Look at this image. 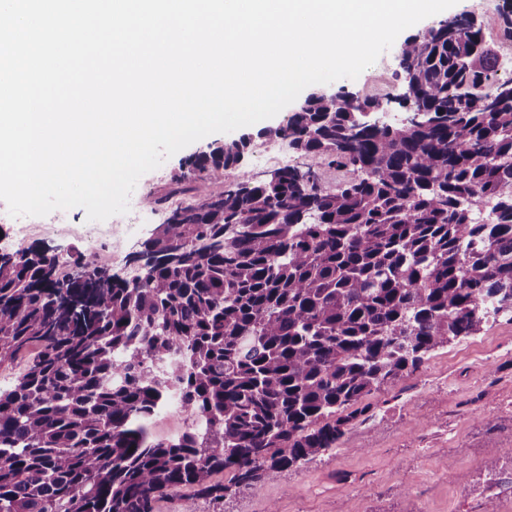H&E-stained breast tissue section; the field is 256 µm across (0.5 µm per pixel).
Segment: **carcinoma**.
<instances>
[{
    "instance_id": "1",
    "label": "carcinoma",
    "mask_w": 512,
    "mask_h": 512,
    "mask_svg": "<svg viewBox=\"0 0 512 512\" xmlns=\"http://www.w3.org/2000/svg\"><path fill=\"white\" fill-rule=\"evenodd\" d=\"M397 56L400 94H313L268 130L304 170L207 190L251 139L186 159L189 202L130 280L0 253V366L37 348L0 391V512H155L177 487L221 500L274 480L341 447L365 397L512 317V80L490 82L465 13ZM393 101L431 118L362 120ZM326 163L345 169L334 192ZM172 404L184 429L152 435Z\"/></svg>"
}]
</instances>
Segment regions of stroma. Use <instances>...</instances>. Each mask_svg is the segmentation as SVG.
Masks as SVG:
<instances>
[{"label":"stroma","instance_id":"stroma-1","mask_svg":"<svg viewBox=\"0 0 512 512\" xmlns=\"http://www.w3.org/2000/svg\"><path fill=\"white\" fill-rule=\"evenodd\" d=\"M503 6L504 0H458L453 7L481 24L498 60L512 55V40L500 36ZM402 85L392 47L357 78L326 89L363 100ZM298 108L291 103L245 131L215 133L180 150L139 179L132 196L144 207L113 216L111 223L88 221L80 207L67 210L64 224L53 213L24 226L0 223V247L56 246L68 269L92 253L114 278H132L131 253L186 200L170 192L180 164L208 144L246 133L253 142L241 166L224 170L216 183L235 182L244 172L262 181L278 169L303 167V154L265 135ZM365 403L367 414L348 426L342 447L305 467L221 501L180 487L157 501L156 512H512V320L496 319L477 335L449 343Z\"/></svg>","mask_w":512,"mask_h":512}]
</instances>
